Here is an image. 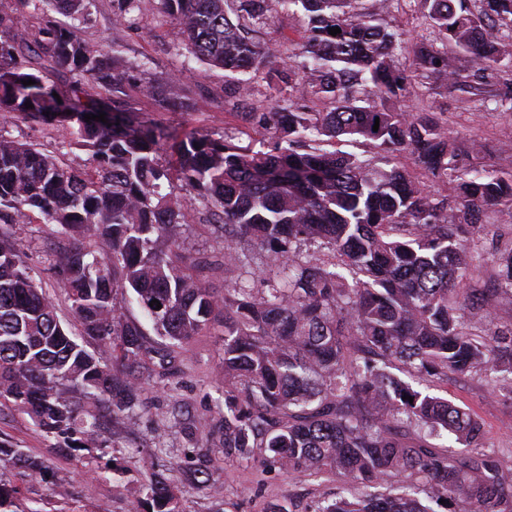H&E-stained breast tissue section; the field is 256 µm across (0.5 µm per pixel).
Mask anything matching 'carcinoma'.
<instances>
[{
  "label": "carcinoma",
  "instance_id": "carcinoma-1",
  "mask_svg": "<svg viewBox=\"0 0 512 512\" xmlns=\"http://www.w3.org/2000/svg\"><path fill=\"white\" fill-rule=\"evenodd\" d=\"M32 2L73 24L48 19L32 33L23 13L0 11V116L58 126L89 166L0 133V406L26 414L59 448H113L110 426L143 409L149 360L167 363L218 310L224 457L369 489L308 512H512V468L483 445L477 417L434 393L450 374H474L512 400V325L493 324V308L512 304V237L495 244L496 287L473 297L459 289L474 270L481 208L498 206L512 222V174L464 163L483 146H462L432 112L402 109L425 80L458 83L462 56L481 70H512V0H415L443 49L422 37L409 64L399 34L366 0H159L179 45L224 71L230 93L248 97L252 76L276 58L274 78L295 93L279 112L233 113L245 144L228 135L181 140L174 170L161 161L172 133L139 119L125 97L135 91L174 109L178 78L146 81L84 39L79 26L94 0ZM115 2V24L134 25L141 0ZM274 12L307 19L285 57L255 36ZM46 62L72 81L46 85ZM108 108L112 122L84 120ZM343 138L367 144L380 162L322 147ZM403 152L443 192L428 193L399 166ZM174 175L224 230L220 262L181 263L174 229L195 214L167 191ZM32 214L65 240L50 265L78 337L14 238L13 225ZM240 235L265 261L246 279H224L219 295L207 273L245 266ZM315 243L333 261L303 255ZM129 293L160 342L150 344L125 313ZM2 469L21 484L0 480V512H20L22 486L44 476V463L0 444ZM133 496L137 512H180L161 478Z\"/></svg>",
  "mask_w": 512,
  "mask_h": 512
}]
</instances>
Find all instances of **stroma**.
<instances>
[{"label":"stroma","mask_w":512,"mask_h":512,"mask_svg":"<svg viewBox=\"0 0 512 512\" xmlns=\"http://www.w3.org/2000/svg\"><path fill=\"white\" fill-rule=\"evenodd\" d=\"M113 10L112 0H95L89 21L80 29L82 37L116 47L129 62L145 64V79L177 74L184 89V106L177 111L157 110L150 99L135 96L133 104L139 116L174 130L181 139L192 134L217 139L223 136L232 113L270 105L271 91L259 78L253 81L248 98L226 93L222 71L209 69L177 45L175 24L158 14L157 0H141L138 20L129 28L115 25ZM459 66L464 81L482 73L484 101L426 81L417 85L408 109L417 112L430 107L440 112L449 132L461 143L480 141L496 167L511 172L512 112L496 110L494 100L512 94V74L478 71L467 58L461 59ZM0 130L37 148L62 154L73 166L85 163L82 151L63 149L52 126L13 117L0 119ZM13 232L39 285L54 301L59 318L73 325L70 304L49 266L48 254L56 245L51 228L24 219L14 225ZM179 233L185 262L218 254L220 233L214 226L186 224ZM440 393L481 420L486 447L512 467V403L471 376H449ZM142 397L147 409L121 432L120 447L86 448L74 456L52 453L50 439L36 430L29 417L14 409H0V440L42 455L47 466L44 479L28 488V506L33 512H133L131 488L143 484L155 471L178 485L183 512H266L269 505L292 502L305 508L340 491L349 496L359 492L357 486H343L331 473L317 478L291 477L258 461L240 462L208 451L205 427L224 414V338L220 329L195 336L182 350L174 376L163 386L147 381ZM176 405L195 420L194 428L173 422L171 410ZM183 461L208 473L209 482L183 483L178 469Z\"/></svg>","instance_id":"stroma-1"}]
</instances>
